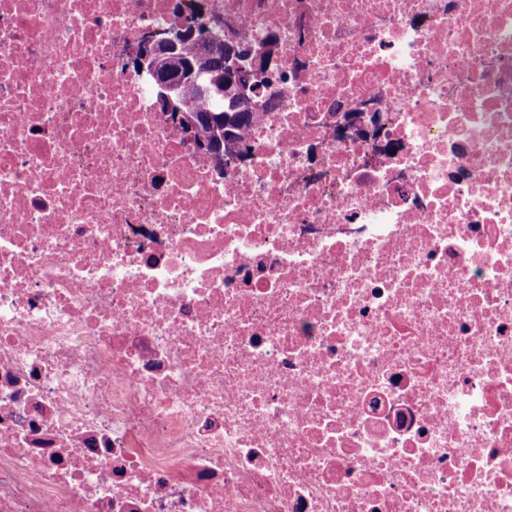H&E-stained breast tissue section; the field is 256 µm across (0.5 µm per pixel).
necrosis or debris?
<instances>
[{
	"label": "necrosis or debris",
	"instance_id": "obj_1",
	"mask_svg": "<svg viewBox=\"0 0 512 512\" xmlns=\"http://www.w3.org/2000/svg\"><path fill=\"white\" fill-rule=\"evenodd\" d=\"M177 6L278 40L239 161ZM0 512H512V0H0ZM178 50L179 41L176 38L168 33L160 35L156 32L145 37L139 55L133 57L138 68L132 65L133 69L147 72L160 89L159 105H171L174 98H182L184 89L195 82L200 65L206 67L207 55H204L200 61L194 60L185 64V76L181 80L167 79L162 69L163 65L169 58L177 56ZM229 107L228 100L218 96L213 92H199V87L195 88L190 96L174 103L171 112L174 115H181L182 111H186L196 116V118L204 123H215L224 129V140L242 143L245 139L248 128L254 118V112H251L248 105L243 112H236L233 107ZM232 114V121L227 128L226 119L228 114ZM186 130L184 138L196 149L205 150L209 147H215L223 152V139L216 134L214 127L204 128L193 117L182 116Z\"/></svg>",
	"mask_w": 512,
	"mask_h": 512
}]
</instances>
